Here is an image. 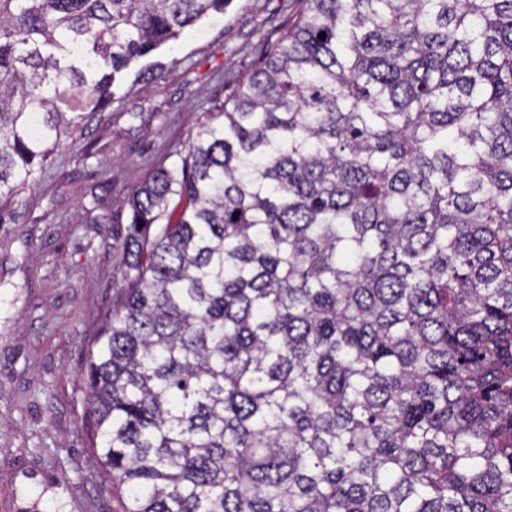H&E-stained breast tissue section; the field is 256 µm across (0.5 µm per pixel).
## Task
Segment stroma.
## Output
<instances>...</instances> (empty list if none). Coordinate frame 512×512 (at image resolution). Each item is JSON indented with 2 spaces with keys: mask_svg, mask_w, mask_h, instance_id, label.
<instances>
[{
  "mask_svg": "<svg viewBox=\"0 0 512 512\" xmlns=\"http://www.w3.org/2000/svg\"><path fill=\"white\" fill-rule=\"evenodd\" d=\"M304 0H232L158 53L159 78L63 144L0 224V512H113L84 429L89 343L124 285L125 196L179 163L202 112L305 10Z\"/></svg>",
  "mask_w": 512,
  "mask_h": 512,
  "instance_id": "1",
  "label": "stroma"
}]
</instances>
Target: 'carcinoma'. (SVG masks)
<instances>
[{
    "mask_svg": "<svg viewBox=\"0 0 512 512\" xmlns=\"http://www.w3.org/2000/svg\"><path fill=\"white\" fill-rule=\"evenodd\" d=\"M306 2L124 199L93 456L118 512H512V0ZM226 3L0 0V224Z\"/></svg>",
    "mask_w": 512,
    "mask_h": 512,
    "instance_id": "1",
    "label": "carcinoma"
}]
</instances>
